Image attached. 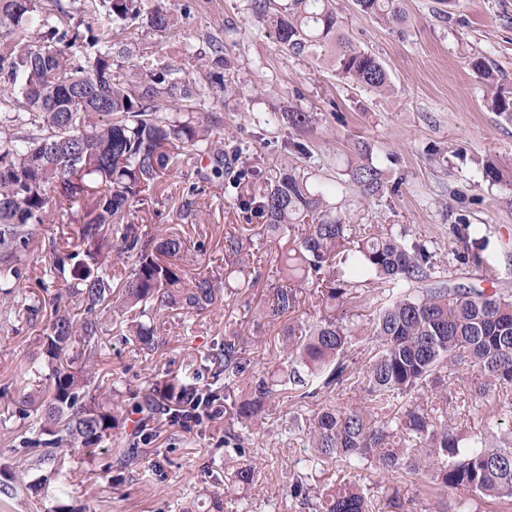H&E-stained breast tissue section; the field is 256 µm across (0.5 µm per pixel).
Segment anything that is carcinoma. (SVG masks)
<instances>
[{
    "label": "carcinoma",
    "instance_id": "cac0c4a2",
    "mask_svg": "<svg viewBox=\"0 0 512 512\" xmlns=\"http://www.w3.org/2000/svg\"><path fill=\"white\" fill-rule=\"evenodd\" d=\"M103 0L105 12L87 11L81 25L53 24L37 14L36 0H0V105L13 107L16 131L0 137V291L16 298L29 318L46 305L49 324L40 336L47 373L35 437H21L9 451L21 458L37 453V486L66 478V450L87 458L112 440L119 418L93 385L91 363L102 355V315L122 327L116 338L142 351L154 350L164 310L200 315L224 302L219 277L206 273L190 280L180 259L203 251L181 237L149 234L135 223L134 207L153 195L162 179L196 157L207 165L184 187L183 215L192 214L204 185L228 178L238 189L250 180L265 184L258 199L241 203L265 219L270 234L293 235L280 265L282 281L269 288L264 308L271 320L288 318L286 344L278 371L253 380L234 416L246 427L265 405L285 391L294 402L288 432L307 431L309 468L339 465L361 470L371 464L404 471L422 483L430 497L463 490L454 512H472L475 499L512 500V406L496 408L483 430L462 435L448 426V397L435 407L420 402L426 391L445 390L447 369L461 363L475 371L477 398L494 386L512 389V296L496 289L450 288L432 279L425 245H404L388 229H358L336 217L311 177L281 167L266 176L248 168L240 151L224 148L221 119L209 113L173 121L160 103L204 97L224 85V47H214L207 80L196 82L175 65L155 68L143 61L126 78L112 76L115 62L112 20L134 19L147 28L171 30L177 0ZM402 0H356L360 12L393 29L403 22ZM256 22L271 29L281 49L301 56L330 51L336 75L377 94L391 90L383 62L346 34L336 0H252ZM42 29L43 44H32V28ZM83 41L88 56L77 61L69 49ZM476 77L489 91L491 109L512 116V85L480 58ZM39 114L42 124L29 127ZM362 198L383 191L381 172L371 164L349 170ZM82 204L77 242L48 240L49 265L41 281L42 299L23 303L25 256L53 205ZM462 249L480 262L482 241L472 230L460 236ZM243 239L224 236V260H240ZM132 259L119 289L113 288L105 255ZM368 276L388 285V299L365 328L336 317V308L355 303L353 278ZM430 282L426 288L410 284ZM321 289L328 314L310 323L290 317L306 284ZM369 337L365 367L354 370L348 352L355 337ZM209 382L199 388L155 383L135 411L153 413L173 405L206 415L246 371L238 342L227 338L206 357ZM348 388L362 391L354 407L325 404L308 420L302 407L314 398ZM256 466L239 462L232 481L251 484ZM308 474L288 473L291 506L301 512H373L369 488L355 483L315 490Z\"/></svg>",
    "mask_w": 512,
    "mask_h": 512
}]
</instances>
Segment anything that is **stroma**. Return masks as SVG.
<instances>
[{
	"label": "stroma",
	"mask_w": 512,
	"mask_h": 512,
	"mask_svg": "<svg viewBox=\"0 0 512 512\" xmlns=\"http://www.w3.org/2000/svg\"><path fill=\"white\" fill-rule=\"evenodd\" d=\"M185 2L175 10L169 34L135 28L128 48L154 53L156 64L178 66L199 80L210 70V43L216 40L230 67L224 87L206 98L164 104V115L183 121L216 113L225 147L241 148L249 164L268 171L285 163L309 173L335 187L337 213L346 223L382 225L405 243L425 244L441 279L512 295V119L491 109L470 67L474 57L485 58L503 82L512 83V0H403L400 32L362 14L353 0H336L346 33L387 67L393 85L387 95L340 79L320 51L298 57L281 50L268 28L248 22L249 0ZM294 109L308 113L304 129L289 125L286 115ZM361 162L375 165L384 178L382 193L367 201L348 177ZM491 163L500 179L487 176ZM194 179L190 166L166 176L155 198L137 206L135 221L203 243V252L185 265L187 276L219 273L229 292L199 316L166 312L161 342L150 354L115 343L112 319L104 317L105 348L92 368L101 396L122 418L112 442L136 449L134 464H121L106 450L92 464L68 454L63 490H29L35 471L5 448L38 420L34 413L20 417L18 402L42 397L38 338L46 318L14 314L11 301L0 297V468L15 472L18 481L14 491L0 493V512H54L61 502L75 512H214L217 490L224 494V512H290L285 474L305 469L310 449L305 437L285 432L287 405L269 406L249 430L246 457L256 465L254 482H224V435L237 425L233 404L245 398L248 380L277 370L282 358V325L263 318L261 309L283 245L268 236L258 214L240 208L236 192L221 179L206 184L192 216L181 217L182 190ZM467 225L485 241L477 263L459 257L458 235ZM76 228L69 207L52 210L27 255L28 297L41 293L49 239L73 238ZM228 232L246 241L241 264L224 261ZM232 336L248 369L227 390L220 415L187 431L163 411L132 413L152 383L187 381L188 368L202 369L211 349ZM473 378L461 364L448 381V423L464 434L485 424L483 411L463 407ZM350 481L369 488L375 512H396L387 501L395 492L406 503L422 500L416 479L374 467L355 474L317 471L311 484L318 489Z\"/></svg>",
	"instance_id": "obj_1"
}]
</instances>
